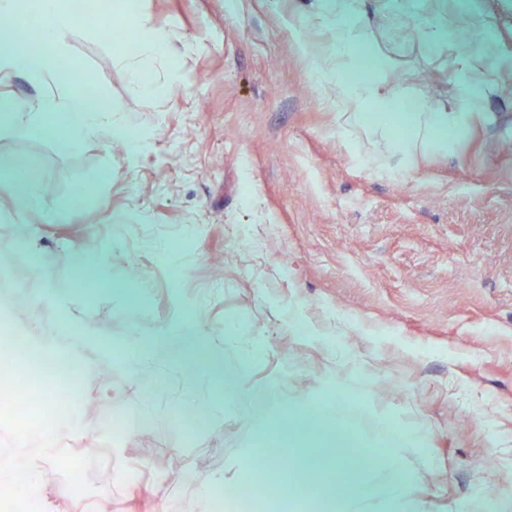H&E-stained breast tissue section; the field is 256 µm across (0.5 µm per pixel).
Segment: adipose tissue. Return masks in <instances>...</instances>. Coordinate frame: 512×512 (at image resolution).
Returning <instances> with one entry per match:
<instances>
[{
    "label": "adipose tissue",
    "mask_w": 512,
    "mask_h": 512,
    "mask_svg": "<svg viewBox=\"0 0 512 512\" xmlns=\"http://www.w3.org/2000/svg\"><path fill=\"white\" fill-rule=\"evenodd\" d=\"M38 7L47 18L38 33L41 52H29L15 31L1 32L0 41L7 47L0 51V79L20 74L36 84L60 81L57 64L66 55L77 23L61 0H39ZM317 7L331 22L335 68L328 78L347 82L349 110L344 126L349 133L381 146V153L372 158L380 170H388L393 157L410 167L428 151H447L460 132L491 121V114L480 111L479 103L482 95L498 84L493 72L472 61L466 64L472 88L468 111L435 110L420 100L406 105L403 98L388 93L385 82L378 78L379 73L392 70L391 59L374 55L371 75L357 77L363 61L355 48L362 32L351 20L349 0H318ZM11 120L18 127L56 138L68 149L111 133L133 148L139 142L137 133L123 126L119 108L91 105L77 86L35 96L27 105L17 107ZM0 182L6 184L8 205L20 220L42 213L40 177L25 159L15 157L1 164ZM207 346L202 327L184 322L158 328L138 354L126 357L125 362L136 370L147 362L190 368ZM341 406V399L323 398L315 410L294 403L279 407L267 423L262 459L251 455L243 459L237 485L249 487L253 470L260 466L266 473L280 476L284 496L292 498L308 491L310 512H426L424 501L408 491L411 476L398 464L397 447L367 442L343 423ZM279 448L294 456L292 468H274Z\"/></svg>",
    "instance_id": "obj_1"
}]
</instances>
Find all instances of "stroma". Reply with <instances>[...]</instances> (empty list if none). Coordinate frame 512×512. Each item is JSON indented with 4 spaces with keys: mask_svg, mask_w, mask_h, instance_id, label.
<instances>
[{
    "mask_svg": "<svg viewBox=\"0 0 512 512\" xmlns=\"http://www.w3.org/2000/svg\"><path fill=\"white\" fill-rule=\"evenodd\" d=\"M129 2L115 0L111 38L82 19L67 60L147 133L141 150L122 139L62 150L7 119L38 87L17 75L0 88V162L33 164L44 205L28 230L0 208L8 322L33 350L97 376L72 408L76 447H60L52 421L0 414V487L25 472L49 512H159L163 500L207 512L202 485L223 493L274 401L209 415L223 379L135 373L114 358L189 321L251 392L282 381L305 401L337 385L361 403L363 436L379 439L387 421L420 430L399 462L428 512H484L478 489L512 492V90L483 99L498 122L387 174L345 132L343 87L313 72L330 60L315 0H141L163 43L146 90L125 61ZM476 9L498 70L512 71V0ZM457 12L456 0H414L423 32L407 40L378 0L354 5L365 44L397 64L394 93L451 112L469 94L471 52L453 40L432 50L431 37ZM77 251L94 265L91 287L73 285ZM43 253L55 290L35 309L22 284ZM120 279L150 288L140 300L113 288ZM62 318L83 341L49 335ZM130 411L143 429L113 439V416Z\"/></svg>",
    "mask_w": 512,
    "mask_h": 512,
    "instance_id": "35a3bbf8",
    "label": "stroma"
}]
</instances>
